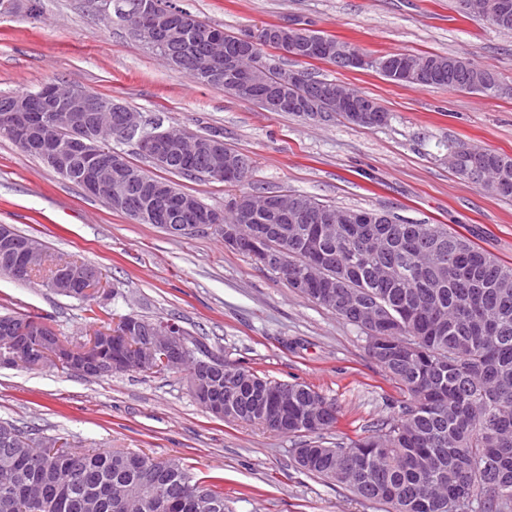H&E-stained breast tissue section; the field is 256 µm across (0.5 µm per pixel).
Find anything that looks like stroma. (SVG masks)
I'll return each mask as SVG.
<instances>
[{"instance_id": "stroma-1", "label": "stroma", "mask_w": 512, "mask_h": 512, "mask_svg": "<svg viewBox=\"0 0 512 512\" xmlns=\"http://www.w3.org/2000/svg\"><path fill=\"white\" fill-rule=\"evenodd\" d=\"M174 2L239 34L298 17L373 57L462 54L492 66L499 86L490 96L404 87L373 68L312 61L308 72L371 97L389 113L388 124L267 112L173 70L90 0H41L37 17L23 7L0 13V94L35 91L53 80L115 99L147 122L220 131L252 158L249 185L178 175L172 181L221 212L245 191L304 193L407 222L450 225L512 263V202L454 173L447 149L462 141L512 156V33L460 14L456 0ZM0 224L100 272L108 296L88 300L56 293L38 275L22 281L0 274V313L46 317L66 344L87 342L127 315L174 320L197 358L304 383L335 402L341 429L323 435L333 443L390 420L406 399L355 326L226 249L215 232L173 237L135 223L3 135ZM0 421L84 448L185 458L196 477H223L227 512H385L348 487L300 470L297 437L206 412L178 371L97 377L51 363L0 368Z\"/></svg>"}]
</instances>
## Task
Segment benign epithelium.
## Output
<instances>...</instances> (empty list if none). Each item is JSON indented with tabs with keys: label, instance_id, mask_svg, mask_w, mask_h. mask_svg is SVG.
<instances>
[{
	"label": "benign epithelium",
	"instance_id": "7a95c632",
	"mask_svg": "<svg viewBox=\"0 0 512 512\" xmlns=\"http://www.w3.org/2000/svg\"><path fill=\"white\" fill-rule=\"evenodd\" d=\"M131 34L143 44L158 47L167 42V35L174 33L187 22V18L177 9L163 8L159 0H138L133 9L125 14ZM290 26L273 24L263 26L240 36L239 54L224 52V32L212 30L206 36L207 54L213 66V74L220 73L224 64H238L252 55L259 42L266 39L280 46H288ZM328 53L336 57V64L365 66L368 59L352 53L349 48L338 42L328 48ZM326 95L336 96V111L348 112L351 117L366 126H380L387 120L385 111L371 98L343 86H329L322 89ZM41 100L52 103L49 112L39 111V102L17 101L7 112L0 114V127L4 128L15 141L23 145L33 142L34 135L40 134V151L43 162L56 170H64L71 165L72 156L80 154L84 158L81 180L89 193L109 197L121 202L128 181L127 169L120 156L110 152L87 154L84 152L86 141L112 133L128 134L141 128L143 119L138 112H123L118 102L101 103L95 94L83 89L72 88L64 95L48 85L41 92ZM123 113L121 123L112 124V113ZM65 126L71 133V150L59 151L54 143L53 131ZM175 145V135L164 130L149 133L138 141L140 150L155 156ZM153 195L150 217L161 223V228L173 237H181L209 229L195 212L196 205L188 198L182 200L165 195L162 188L150 189ZM308 205L300 201L289 200L287 194L265 195L253 201V210L277 213L290 221L302 219L301 213ZM362 217L347 211L336 214L323 213L310 219L316 224L317 234L323 235L337 224H358ZM224 246L234 251L254 252L266 242L257 230L246 235L240 225L222 226ZM44 260L42 247L34 242L28 243L9 263L10 272L30 271ZM264 262L276 268L283 277L288 276V252H267ZM98 271L89 265L75 264L62 266L57 273V287L74 288L82 294L93 297L97 294ZM138 319L127 316L123 321V330L109 333V345L102 348L93 340L85 346L74 347L57 339L51 329L39 322L25 321L15 331L0 335V367H14L21 363L41 366L48 361L58 366L65 365L86 376L110 375L118 368L134 367L150 372L159 366L170 371L192 368L189 382L197 386L199 380L208 379L215 368L224 369V361L218 359H196L189 354L183 342L180 328L172 322L151 324L142 329V335L133 336L130 329ZM38 335L44 347L35 352L30 346L28 334Z\"/></svg>",
	"mask_w": 512,
	"mask_h": 512
}]
</instances>
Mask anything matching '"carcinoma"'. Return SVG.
I'll return each instance as SVG.
<instances>
[{
	"mask_svg": "<svg viewBox=\"0 0 512 512\" xmlns=\"http://www.w3.org/2000/svg\"><path fill=\"white\" fill-rule=\"evenodd\" d=\"M196 23L168 45L183 54L180 73L234 94V73L226 70L219 80L204 74L205 32L213 24ZM402 58L401 53L380 56L377 70L401 86L497 91L495 80L465 82L466 73L455 64L483 68L465 56H414L433 65L430 78L421 83L403 76ZM247 69L255 71L261 86H278L295 98L309 87L329 85L309 72L303 86L282 84L281 72L257 69L252 58ZM455 146L464 149L461 176L512 201V156L463 142ZM230 154L243 156L246 172L224 183L241 185L248 181L253 160L223 144L222 156ZM214 167L206 156L187 165L175 154L158 169L210 181L218 179L211 172ZM249 197L238 196L225 214L197 197L194 201L214 223L225 225L241 220V202ZM313 234L312 224L290 222L266 244L268 249L288 248V286L293 289L295 279L308 271L306 241ZM320 248L334 264L314 279V287L299 292L365 335L377 333L368 353L404 388L409 403L371 434L346 446H328L320 435L339 422L334 403L307 385L290 383L288 425L276 426L261 413L260 390L280 383L248 367L227 364L222 379L213 381L224 399V419L311 436L300 441L313 453L309 461H297L303 471L345 485L393 512H449L448 505L466 499L469 505L462 512H512V264L443 224H406L396 216L391 224H338L333 237L320 240ZM329 286L340 295H354V302L346 309L324 302L322 293ZM6 455L17 489L0 490V512H117L97 496L103 485L141 499L145 512H159L154 501L177 487L199 498L197 512H224L223 478L203 484L178 460L156 462L160 478L148 486L128 465L133 452L77 451L58 437L37 438L20 428L13 444L0 445V471Z\"/></svg>",
	"mask_w": 512,
	"mask_h": 512,
	"instance_id": "cac0c4a2",
	"label": "carcinoma"
}]
</instances>
